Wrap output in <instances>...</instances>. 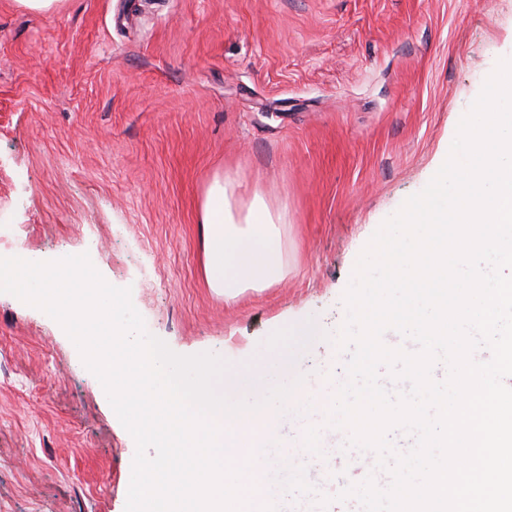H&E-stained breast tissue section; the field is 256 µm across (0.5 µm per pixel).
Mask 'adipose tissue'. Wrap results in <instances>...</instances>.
<instances>
[{"mask_svg":"<svg viewBox=\"0 0 512 512\" xmlns=\"http://www.w3.org/2000/svg\"><path fill=\"white\" fill-rule=\"evenodd\" d=\"M233 190L222 178L210 184L203 203L204 267L209 285L225 300L246 290L279 281L285 271L281 240L284 213H271L262 196H254L243 218L232 212Z\"/></svg>","mask_w":512,"mask_h":512,"instance_id":"ef3b65f1","label":"adipose tissue"}]
</instances>
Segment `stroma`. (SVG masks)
I'll return each instance as SVG.
<instances>
[{
	"label": "stroma",
	"mask_w": 512,
	"mask_h": 512,
	"mask_svg": "<svg viewBox=\"0 0 512 512\" xmlns=\"http://www.w3.org/2000/svg\"><path fill=\"white\" fill-rule=\"evenodd\" d=\"M509 54L512 0H0V254L93 251L180 355L341 327L360 253ZM218 174L288 212L285 278L231 304L204 273ZM345 360L319 338L301 364ZM135 449L59 323L0 293V512H125ZM325 459V512H356L335 496L368 467Z\"/></svg>",
	"instance_id": "stroma-1"
}]
</instances>
